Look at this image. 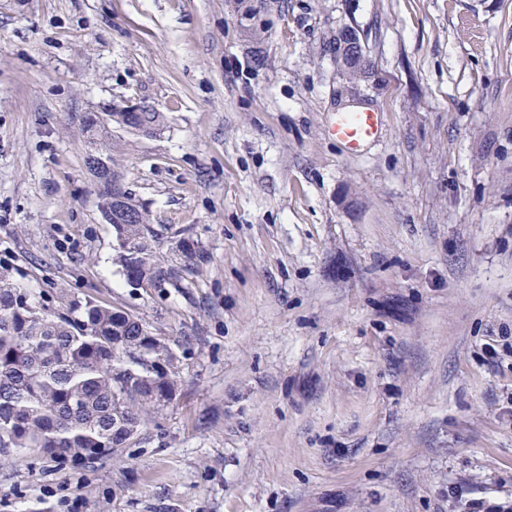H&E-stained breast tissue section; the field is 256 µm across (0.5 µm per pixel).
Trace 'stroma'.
<instances>
[{
    "instance_id": "obj_1",
    "label": "stroma",
    "mask_w": 512,
    "mask_h": 512,
    "mask_svg": "<svg viewBox=\"0 0 512 512\" xmlns=\"http://www.w3.org/2000/svg\"><path fill=\"white\" fill-rule=\"evenodd\" d=\"M356 30L372 66L348 81ZM204 260L130 285L85 159ZM381 113L349 155L333 113ZM0 267L146 320L174 401L118 455H0V512H461L512 497V0H0Z\"/></svg>"
}]
</instances>
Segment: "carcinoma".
Wrapping results in <instances>:
<instances>
[{
  "instance_id": "1",
  "label": "carcinoma",
  "mask_w": 512,
  "mask_h": 512,
  "mask_svg": "<svg viewBox=\"0 0 512 512\" xmlns=\"http://www.w3.org/2000/svg\"><path fill=\"white\" fill-rule=\"evenodd\" d=\"M355 35L348 34L342 51L351 79L370 67L355 56ZM113 123L153 135L164 115L150 109L132 116L111 112L99 123L91 114L82 134L100 209L117 217L115 263L135 286L176 285L204 255L182 240L176 248L184 264L165 263L163 234L148 212L123 189L118 174L98 172V159H112ZM178 385L176 353L142 318L91 299L62 310L38 304L0 273V452L77 463L109 458L140 433L152 412L175 399Z\"/></svg>"
}]
</instances>
